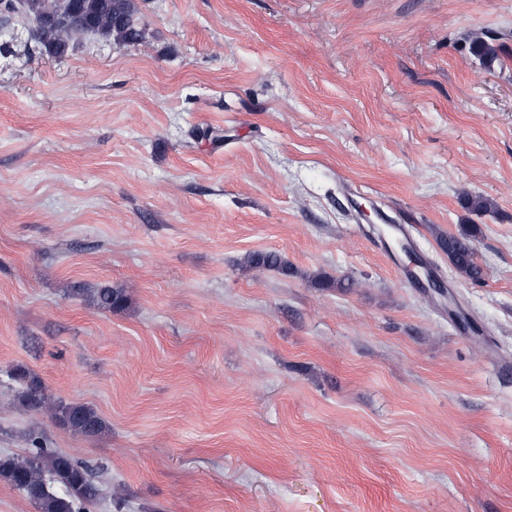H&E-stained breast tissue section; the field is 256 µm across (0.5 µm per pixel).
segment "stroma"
<instances>
[{
	"instance_id": "stroma-1",
	"label": "stroma",
	"mask_w": 512,
	"mask_h": 512,
	"mask_svg": "<svg viewBox=\"0 0 512 512\" xmlns=\"http://www.w3.org/2000/svg\"><path fill=\"white\" fill-rule=\"evenodd\" d=\"M137 2L0 46V455L100 465L90 512H512V0ZM78 4L80 18L90 23L91 33L114 36L134 44L141 38V28L134 0H73ZM474 234V229H465L457 236L443 239L441 247L462 276L477 281L482 277V269L475 261ZM12 379L22 385L21 397L29 409L39 410L48 403L42 380L23 365H16L12 370ZM56 423L73 433L94 437L106 429L105 421L90 405L58 403L53 410Z\"/></svg>"
}]
</instances>
